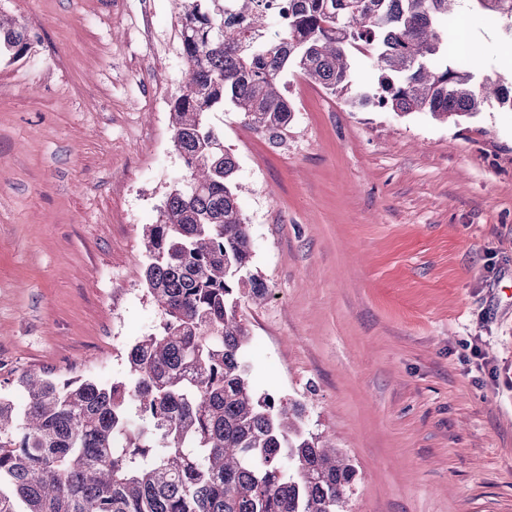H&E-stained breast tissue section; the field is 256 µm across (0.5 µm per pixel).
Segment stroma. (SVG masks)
Segmentation results:
<instances>
[{
	"instance_id": "stroma-1",
	"label": "stroma",
	"mask_w": 512,
	"mask_h": 512,
	"mask_svg": "<svg viewBox=\"0 0 512 512\" xmlns=\"http://www.w3.org/2000/svg\"><path fill=\"white\" fill-rule=\"evenodd\" d=\"M0 0L29 25L0 62V393L29 371L111 378L159 315L143 228L185 174L169 112L175 0ZM454 52L512 39L457 9ZM272 143L211 113L238 162L259 392L307 405L357 471L346 512H512V109L459 122L351 106L287 75Z\"/></svg>"
}]
</instances>
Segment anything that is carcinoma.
<instances>
[{
  "label": "carcinoma",
  "mask_w": 512,
  "mask_h": 512,
  "mask_svg": "<svg viewBox=\"0 0 512 512\" xmlns=\"http://www.w3.org/2000/svg\"><path fill=\"white\" fill-rule=\"evenodd\" d=\"M462 1L512 37V0H288L273 39L262 0H180L171 116L186 174L143 230L159 325L127 349L126 378L26 372L23 405L0 395V512H345L347 455L307 429L304 403L251 383L242 302L268 287L251 271L238 162L207 116L228 103L276 144L295 112L284 76L342 93L355 53L380 78L354 104L444 122L492 98L512 110V89L477 81L479 56L440 62ZM31 49L29 26L0 19V59Z\"/></svg>",
  "instance_id": "cac0c4a2"
}]
</instances>
